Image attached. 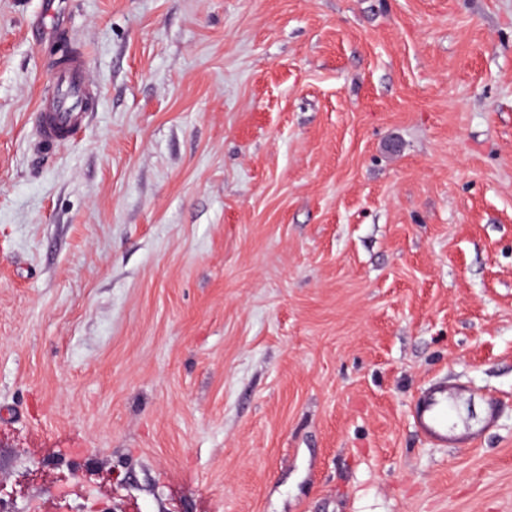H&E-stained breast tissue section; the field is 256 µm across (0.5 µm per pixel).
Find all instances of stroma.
Returning a JSON list of instances; mask_svg holds the SVG:
<instances>
[{
	"mask_svg": "<svg viewBox=\"0 0 512 512\" xmlns=\"http://www.w3.org/2000/svg\"><path fill=\"white\" fill-rule=\"evenodd\" d=\"M0 512H512V0H0ZM92 90L84 55L75 52L57 68L56 86L40 99L36 120L40 142L55 146L76 135L87 119L86 98ZM457 397L454 388L438 384L415 405L414 423L420 433L435 447L447 448L448 445L468 442L474 439L482 428L491 427L496 422L497 407L493 402H488L477 425L466 424L455 429V425L448 422V413Z\"/></svg>",
	"mask_w": 512,
	"mask_h": 512,
	"instance_id": "obj_1",
	"label": "stroma"
}]
</instances>
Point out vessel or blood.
Returning a JSON list of instances; mask_svg holds the SVG:
<instances>
[{
	"label": "vessel or blood",
	"instance_id": "vessel-or-blood-1",
	"mask_svg": "<svg viewBox=\"0 0 512 512\" xmlns=\"http://www.w3.org/2000/svg\"><path fill=\"white\" fill-rule=\"evenodd\" d=\"M92 86L81 53H73L57 69L56 85L51 95L40 99L36 108L39 139L43 145L54 146L72 138L85 125L86 100ZM457 394L447 385L439 384L420 398L414 409V423L430 444L445 448L474 439L482 428L493 426L497 407L487 403L477 424L457 428L448 422V413Z\"/></svg>",
	"mask_w": 512,
	"mask_h": 512
}]
</instances>
